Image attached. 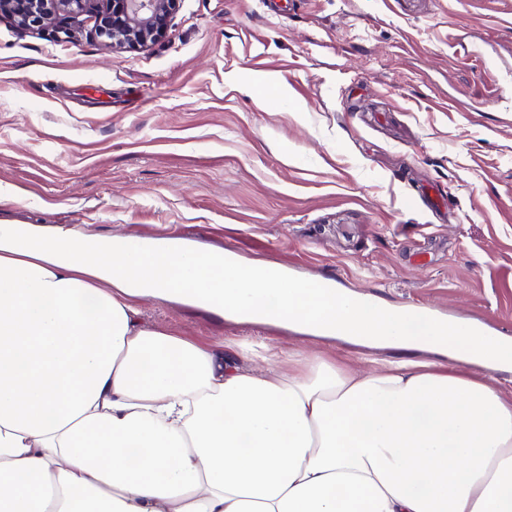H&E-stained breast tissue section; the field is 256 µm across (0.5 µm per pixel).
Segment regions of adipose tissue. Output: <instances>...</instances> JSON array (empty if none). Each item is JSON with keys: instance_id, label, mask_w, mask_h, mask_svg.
Returning <instances> with one entry per match:
<instances>
[{"instance_id": "obj_1", "label": "adipose tissue", "mask_w": 512, "mask_h": 512, "mask_svg": "<svg viewBox=\"0 0 512 512\" xmlns=\"http://www.w3.org/2000/svg\"><path fill=\"white\" fill-rule=\"evenodd\" d=\"M0 224V512H512V336L365 302L272 264ZM179 298L321 339L450 360L380 368L149 327Z\"/></svg>"}]
</instances>
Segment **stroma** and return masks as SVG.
<instances>
[{"label":"stroma","mask_w":512,"mask_h":512,"mask_svg":"<svg viewBox=\"0 0 512 512\" xmlns=\"http://www.w3.org/2000/svg\"><path fill=\"white\" fill-rule=\"evenodd\" d=\"M0 222L188 234L512 335V0H178L116 49L0 20ZM148 326L382 363L146 299Z\"/></svg>","instance_id":"stroma-1"}]
</instances>
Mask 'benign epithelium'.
<instances>
[{
    "label": "benign epithelium",
    "mask_w": 512,
    "mask_h": 512,
    "mask_svg": "<svg viewBox=\"0 0 512 512\" xmlns=\"http://www.w3.org/2000/svg\"><path fill=\"white\" fill-rule=\"evenodd\" d=\"M177 0H0V19L20 30L53 27L71 37L90 29L114 48H144L163 39Z\"/></svg>",
    "instance_id": "obj_1"
}]
</instances>
